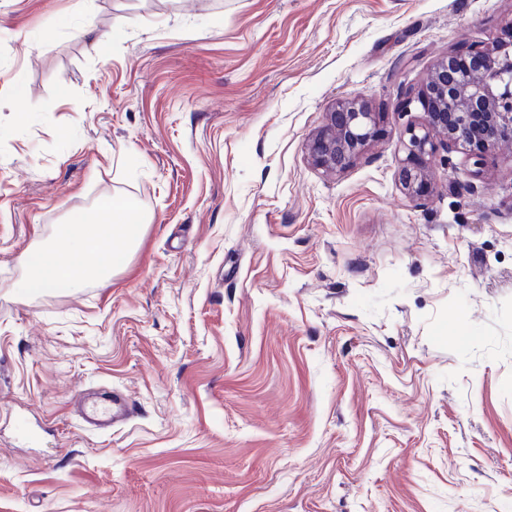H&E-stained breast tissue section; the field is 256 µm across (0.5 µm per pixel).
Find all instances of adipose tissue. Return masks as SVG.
I'll list each match as a JSON object with an SVG mask.
<instances>
[{
  "label": "adipose tissue",
  "instance_id": "ef3b65f1",
  "mask_svg": "<svg viewBox=\"0 0 512 512\" xmlns=\"http://www.w3.org/2000/svg\"><path fill=\"white\" fill-rule=\"evenodd\" d=\"M143 224L140 210L117 197L103 199L93 212L72 214L48 245L21 255V263L33 272L24 289H74L120 270L140 239ZM86 256L92 257V264H83Z\"/></svg>",
  "mask_w": 512,
  "mask_h": 512
}]
</instances>
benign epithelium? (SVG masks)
Wrapping results in <instances>:
<instances>
[{
  "instance_id": "benign-epithelium-1",
  "label": "benign epithelium",
  "mask_w": 512,
  "mask_h": 512,
  "mask_svg": "<svg viewBox=\"0 0 512 512\" xmlns=\"http://www.w3.org/2000/svg\"><path fill=\"white\" fill-rule=\"evenodd\" d=\"M474 70L455 71L457 54L450 53L430 69L425 83L401 103V111L418 112L420 119L408 123L398 181L411 198L434 193L432 160L451 145L482 157L505 140H512V55L504 44H482L468 49ZM495 60L493 75L478 72L481 64ZM384 135L382 113L359 99L336 101L326 113L325 124L312 135L308 155L312 165L330 173L350 168L366 148Z\"/></svg>"
}]
</instances>
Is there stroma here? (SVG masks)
Returning a JSON list of instances; mask_svg holds the SVG:
<instances>
[{
    "instance_id": "1",
    "label": "stroma",
    "mask_w": 512,
    "mask_h": 512,
    "mask_svg": "<svg viewBox=\"0 0 512 512\" xmlns=\"http://www.w3.org/2000/svg\"><path fill=\"white\" fill-rule=\"evenodd\" d=\"M109 44L92 52L86 16ZM512 0H0V512H512V143L438 190L399 104ZM384 116L340 174L336 99ZM127 265L28 294L106 197ZM139 413L102 432L76 394ZM382 113L373 112L359 99H339L329 112L325 124L312 135L308 155L312 165L330 173L350 168L366 148L384 135Z\"/></svg>"
}]
</instances>
